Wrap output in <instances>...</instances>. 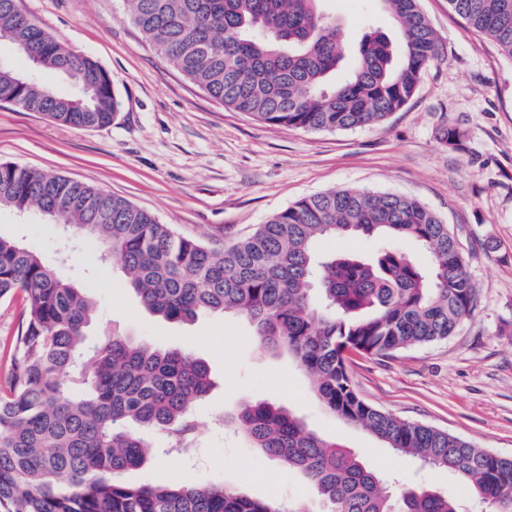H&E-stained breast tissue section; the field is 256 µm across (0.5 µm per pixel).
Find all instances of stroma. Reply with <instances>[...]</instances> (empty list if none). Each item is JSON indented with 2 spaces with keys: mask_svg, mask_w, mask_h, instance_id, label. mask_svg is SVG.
Instances as JSON below:
<instances>
[{
  "mask_svg": "<svg viewBox=\"0 0 512 512\" xmlns=\"http://www.w3.org/2000/svg\"><path fill=\"white\" fill-rule=\"evenodd\" d=\"M19 10L67 47L95 59L120 102L103 129L62 125L0 104V161L96 185L153 213L183 235L214 245L242 236L274 212L332 189L415 198L457 239L477 287L474 315L448 340L388 357L352 354L358 395L401 418L512 457V57L468 27L448 0H419L440 53L406 106L383 122L314 132L260 123L224 107L143 39L124 0H17ZM345 41L346 64L363 35L397 38L380 0H323ZM447 126L460 146L440 139ZM0 235L36 251L97 304L88 341L117 330L129 340L184 349L204 361L212 387L195 406L194 458L148 461L142 481L181 474L258 499L305 501L324 512L305 478L224 428L225 414L257 402L285 406L368 466L405 486L422 484L467 499L453 472L420 466L364 429L329 415L297 364L261 346L241 316L200 314L172 323L146 311L118 265L95 243L62 260L60 227L31 211L0 210ZM21 296L0 299V388L8 385L11 342L22 327Z\"/></svg>",
  "mask_w": 512,
  "mask_h": 512,
  "instance_id": "stroma-1",
  "label": "stroma"
}]
</instances>
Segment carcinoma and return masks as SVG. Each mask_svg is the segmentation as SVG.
Instances as JSON below:
<instances>
[{"label":"carcinoma","instance_id":"1","mask_svg":"<svg viewBox=\"0 0 512 512\" xmlns=\"http://www.w3.org/2000/svg\"><path fill=\"white\" fill-rule=\"evenodd\" d=\"M320 2L126 0L147 42L212 98L254 121L336 132L401 110L438 55L419 0H381L400 43L378 30L365 33L339 83L332 75L344 58L343 36ZM449 4L512 56V0ZM0 34L23 44L37 68L82 89L60 94L0 63V102L69 126L112 123L119 101L96 60L22 15L17 0H0ZM32 207L51 213L66 240L94 241L150 313L182 323L200 313L245 317L262 346L306 373L330 413L406 457L452 471L489 512H512V457L369 405L348 371L352 352L384 356L448 339L477 306L454 235L418 200L334 189L218 249L101 188L0 162V210ZM346 236L385 244L371 255L317 247ZM402 239L420 243L429 265L387 245ZM16 293L25 297V321L0 392V512H307L231 486L114 479L191 447L194 405L211 387L208 366L188 351L152 349L115 330L88 345L94 300L35 252L0 236V299ZM131 423L164 437L166 447L131 432ZM224 423L300 472L329 512H459L453 499L426 486L391 489L352 451L275 404L247 405Z\"/></svg>","mask_w":512,"mask_h":512}]
</instances>
